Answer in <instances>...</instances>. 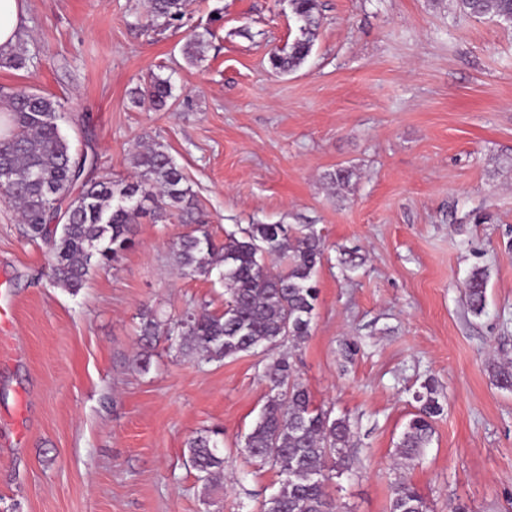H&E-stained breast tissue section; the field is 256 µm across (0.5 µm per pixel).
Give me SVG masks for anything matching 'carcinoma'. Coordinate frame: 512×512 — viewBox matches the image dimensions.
<instances>
[{
	"label": "carcinoma",
	"mask_w": 512,
	"mask_h": 512,
	"mask_svg": "<svg viewBox=\"0 0 512 512\" xmlns=\"http://www.w3.org/2000/svg\"><path fill=\"white\" fill-rule=\"evenodd\" d=\"M456 12L468 18L491 14L512 27V0H453ZM300 36L286 49H275L269 62L278 74L297 69L310 55L320 15L319 0H289ZM188 0H148L146 26L164 30L180 20ZM206 33L191 35L185 48L192 62L204 59ZM24 50H0V66L27 67ZM157 111L171 106L170 78L156 74L134 89ZM8 104L12 129L0 135V200L15 205L26 237L49 246L51 284L76 294L95 269H107L134 243L137 220L165 222L176 215L187 225L171 246L174 268L183 276L224 283V312H185L172 326L150 310L141 314L143 349L163 335L169 347L195 354L205 362L222 361L261 351L271 356L264 367L269 383L266 402L243 451L276 469L278 490L265 499L260 512H336L328 483L351 469L346 448L350 421L313 404L308 389L295 375L290 356L273 352L286 343L297 347L312 333L318 299L315 277L324 257V242L313 226L249 224L240 234L216 242L210 222L199 208L181 168L165 146L155 142L130 159L132 180L102 176L87 179L97 159L72 151L58 120L52 97L20 87L0 91ZM487 270L476 268L464 286L468 309L475 316L486 308ZM497 386L512 391V366L491 367ZM419 408L405 425L396 455L409 463L420 457L434 434L435 418L443 413L431 381L416 394ZM224 431L212 429L187 443L189 465L208 484L223 473L219 445ZM388 512H430L425 497L412 485L392 486Z\"/></svg>",
	"instance_id": "carcinoma-1"
}]
</instances>
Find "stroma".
<instances>
[{
  "label": "stroma",
  "mask_w": 512,
  "mask_h": 512,
  "mask_svg": "<svg viewBox=\"0 0 512 512\" xmlns=\"http://www.w3.org/2000/svg\"><path fill=\"white\" fill-rule=\"evenodd\" d=\"M310 56L280 75L272 48L298 36L288 0H190L144 32L146 0H25L27 68L0 89L55 97L93 177L131 175L162 143L216 238L250 224L314 225L324 239L311 336L293 350L315 405L347 417L339 512H387L396 480L433 512H512V27L459 18L450 0H320ZM209 31L203 61L184 54ZM170 78L155 111L130 89ZM350 173L332 188L329 173ZM177 219H139L135 244L79 293L53 287L48 249L0 202V512H259L280 481L242 452L268 392L267 355L198 362L158 342L141 371L143 309L160 321L224 310L218 278L174 271ZM489 273L486 313L463 286ZM434 380L444 413L421 458L396 444ZM224 430V473L203 486L188 439Z\"/></svg>",
  "instance_id": "stroma-1"
}]
</instances>
